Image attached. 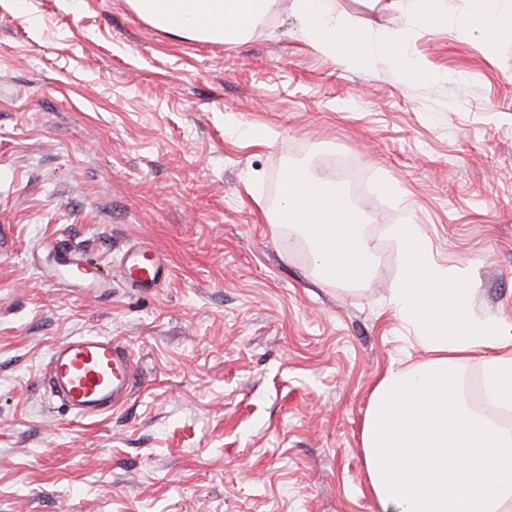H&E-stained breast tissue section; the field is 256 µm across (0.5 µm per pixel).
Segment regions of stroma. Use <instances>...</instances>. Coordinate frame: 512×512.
<instances>
[{
	"label": "stroma",
	"mask_w": 512,
	"mask_h": 512,
	"mask_svg": "<svg viewBox=\"0 0 512 512\" xmlns=\"http://www.w3.org/2000/svg\"><path fill=\"white\" fill-rule=\"evenodd\" d=\"M373 30L414 0H335ZM411 27L416 83L344 66L280 9L244 42L175 36L128 0H0V512H378L362 424L386 368L421 360L388 304V227L422 225L512 333V38ZM263 133L268 143L254 145ZM349 164L375 244L367 282L319 280L306 242L266 219L286 167ZM134 243L165 285L118 279ZM78 253L112 281L50 280ZM121 340L137 380L79 419L44 377L52 348Z\"/></svg>",
	"instance_id": "35a3bbf8"
}]
</instances>
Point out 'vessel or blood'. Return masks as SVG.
Listing matches in <instances>:
<instances>
[{
  "mask_svg": "<svg viewBox=\"0 0 512 512\" xmlns=\"http://www.w3.org/2000/svg\"><path fill=\"white\" fill-rule=\"evenodd\" d=\"M63 268L70 281L79 285H110L109 280L98 279L90 262L81 256H71ZM120 270L128 283L143 289L156 287L169 277L164 256L141 244L127 249ZM135 376L134 359L120 340L83 333L66 337L53 347L45 380L53 397L74 416L94 419L130 398Z\"/></svg>",
  "mask_w": 512,
  "mask_h": 512,
  "instance_id": "obj_1",
  "label": "vessel or blood"
}]
</instances>
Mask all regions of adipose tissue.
Here are the masks:
<instances>
[{
	"label": "adipose tissue",
	"instance_id": "1",
	"mask_svg": "<svg viewBox=\"0 0 512 512\" xmlns=\"http://www.w3.org/2000/svg\"><path fill=\"white\" fill-rule=\"evenodd\" d=\"M277 0H130L159 30L236 44L275 13ZM302 39L341 65L368 55L414 81L433 77L405 52L408 33L374 40L368 29L338 14L332 0H291ZM462 27L486 40L512 35V9L501 0H467ZM279 225L308 241L325 281L355 285L371 272L374 246L364 216L334 174L287 171L280 183ZM402 254V282L389 303L413 332L424 357L390 365L374 386L362 428L368 488L381 512H512V432L475 410L463 393V372L482 361V389L493 408L512 410V336L497 320L479 317L463 272L429 255L424 229L391 227Z\"/></svg>",
	"mask_w": 512,
	"mask_h": 512
}]
</instances>
